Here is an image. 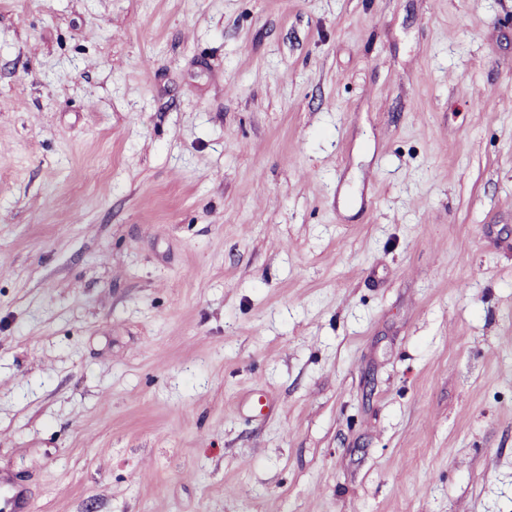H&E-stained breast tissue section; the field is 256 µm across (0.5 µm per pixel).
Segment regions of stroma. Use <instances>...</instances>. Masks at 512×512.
I'll return each mask as SVG.
<instances>
[{
    "label": "stroma",
    "mask_w": 512,
    "mask_h": 512,
    "mask_svg": "<svg viewBox=\"0 0 512 512\" xmlns=\"http://www.w3.org/2000/svg\"><path fill=\"white\" fill-rule=\"evenodd\" d=\"M1 475L512 512V0H0Z\"/></svg>",
    "instance_id": "obj_1"
}]
</instances>
